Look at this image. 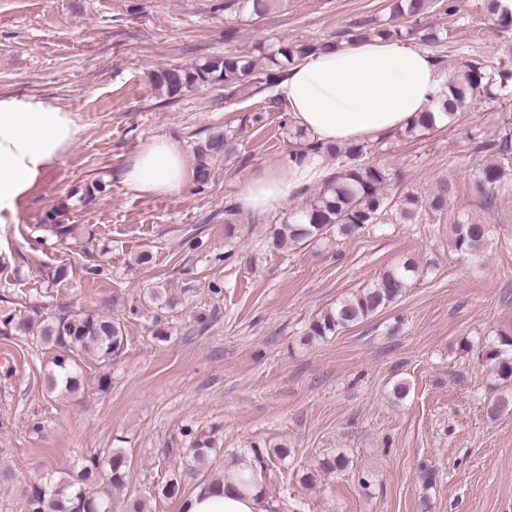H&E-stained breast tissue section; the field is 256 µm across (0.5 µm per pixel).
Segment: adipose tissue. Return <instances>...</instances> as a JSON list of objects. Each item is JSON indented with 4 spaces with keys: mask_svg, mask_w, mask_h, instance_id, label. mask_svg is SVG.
I'll return each mask as SVG.
<instances>
[{
    "mask_svg": "<svg viewBox=\"0 0 512 512\" xmlns=\"http://www.w3.org/2000/svg\"><path fill=\"white\" fill-rule=\"evenodd\" d=\"M446 90L431 53L404 39L361 40L323 49L289 65L275 88L291 122L305 133L273 166L257 169L237 194L246 213L264 214L303 195L330 175L326 147L367 143L405 130L423 113H438ZM74 112L35 94H0V224H13L46 172L78 142ZM182 144L166 135L142 141L123 170V182L146 197H166L193 178ZM182 512H269L264 498L230 482H209L180 505Z\"/></svg>",
    "mask_w": 512,
    "mask_h": 512,
    "instance_id": "ef3b65f1",
    "label": "adipose tissue"
}]
</instances>
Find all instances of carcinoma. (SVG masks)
Instances as JSON below:
<instances>
[{"label": "carcinoma", "mask_w": 512, "mask_h": 512, "mask_svg": "<svg viewBox=\"0 0 512 512\" xmlns=\"http://www.w3.org/2000/svg\"><path fill=\"white\" fill-rule=\"evenodd\" d=\"M241 10L262 17L271 10L273 0H240ZM435 0H395L393 16L401 22L379 30V35L406 39H419L424 44L438 47L440 40L434 32H422L415 24L420 16L429 12ZM483 12L499 22L503 28L512 26V9L502 0H483ZM331 47V43H289L270 55V62L278 69H285L295 60L314 51ZM279 74H268L256 68V63L238 55L214 56L191 66H166L152 75L157 89L169 96L205 84H222L233 92L243 81L251 79L263 85L273 83ZM512 83V71L495 70L480 59L466 63L464 69L452 76L448 92L441 103V112L448 122L457 121L473 100L492 93L495 86L505 87ZM436 130L433 114L428 113L413 123L405 134L411 138ZM226 132L215 127L202 145L197 148L199 163L196 180L204 183L210 176L208 162L223 156L227 151ZM371 147L366 143L331 146L328 154L336 159L339 174L326 184L305 209L287 222L277 225L271 236V245L283 248L307 242L328 240L331 236L354 237L369 224L385 223V216L394 213L406 224L418 221L423 208L442 210L448 201V185L439 186L426 200L407 196L392 201L384 193L391 180L388 168L364 163ZM478 188L493 196L504 185L505 167L491 163L476 169ZM492 237L488 224L458 223L451 230V246L463 256L479 257L487 251ZM416 261L408 259L397 267L383 271L372 284L349 297L336 302L335 306L320 314L309 324L304 341L323 339L343 329L358 325L395 303L418 274ZM0 330L11 331L17 336H36L43 343L56 348L59 354L52 361L47 375L52 390L72 393L83 385L82 361L91 358L103 366L111 365L117 357L124 333L120 323L95 312L81 311L51 320L37 321L30 316L6 314L0 316ZM482 359L506 382L512 381V332H500L497 337L481 344ZM512 409V396H495L486 408L491 418ZM215 439H193L187 449L184 462L173 470L165 484L158 489L164 497H175L187 478L201 483L210 481L208 471L212 466ZM290 455V449L278 447L272 451L257 445L243 448L229 456L224 470L216 478L235 483L249 492L264 496L258 477L274 464ZM350 460L342 453H330L323 457L320 468L328 473L348 468ZM130 463L125 454L117 449L102 459L96 455L79 460L72 471L64 476L47 473L43 481L30 485L25 496V512H105L112 507L110 493L103 495L91 491L94 485L104 484L121 488L129 477Z\"/></svg>", "instance_id": "obj_1"}]
</instances>
